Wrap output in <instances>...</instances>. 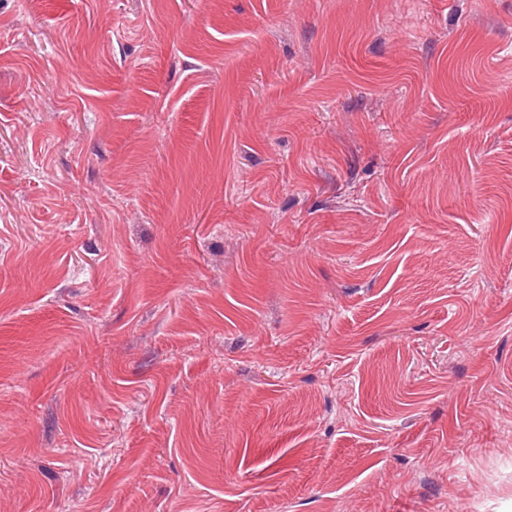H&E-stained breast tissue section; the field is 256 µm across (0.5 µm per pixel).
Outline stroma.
I'll use <instances>...</instances> for the list:
<instances>
[{
    "mask_svg": "<svg viewBox=\"0 0 512 512\" xmlns=\"http://www.w3.org/2000/svg\"><path fill=\"white\" fill-rule=\"evenodd\" d=\"M0 512H512V0H0Z\"/></svg>",
    "mask_w": 512,
    "mask_h": 512,
    "instance_id": "1",
    "label": "stroma"
}]
</instances>
